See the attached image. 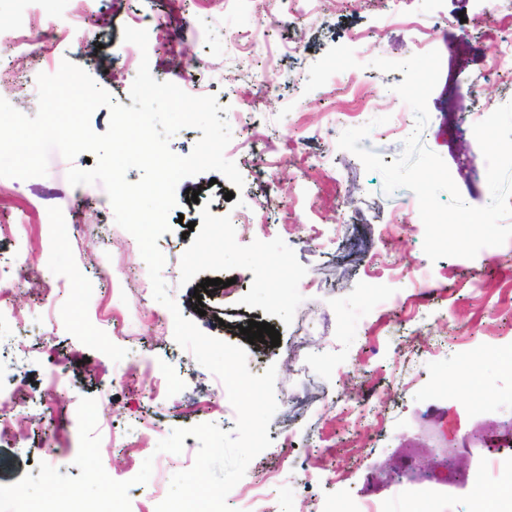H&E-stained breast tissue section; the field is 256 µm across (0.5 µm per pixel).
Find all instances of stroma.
Returning <instances> with one entry per match:
<instances>
[{
	"label": "stroma",
	"mask_w": 512,
	"mask_h": 512,
	"mask_svg": "<svg viewBox=\"0 0 512 512\" xmlns=\"http://www.w3.org/2000/svg\"><path fill=\"white\" fill-rule=\"evenodd\" d=\"M76 6L79 30L53 39L51 20ZM276 10L272 0L223 13L210 10L209 0H125L119 10L113 0H0V37L41 32L24 49V74H53L68 60L123 104L127 70L144 58L157 81L183 85L160 51L170 16L181 15L179 36L199 56L201 79L227 107V120L246 113L255 133L253 143L235 137L225 150L244 179L243 206L226 201L225 178H184L170 229L158 240L162 277L181 314L205 334L245 346L252 373L276 368L271 444L227 503L235 512H340L371 501L404 512L408 475L439 470L462 444L503 445L512 436V367L497 356L512 348V239L472 259L430 261L416 196L405 188L385 193L379 173L338 147L346 128L338 117L355 105L363 121L386 117L362 146L392 162L407 136L400 124L410 108L393 91L404 76L371 62L438 50L440 77L421 141L443 158L465 203L487 205L486 162L473 127L449 132L442 100L464 66L486 75L473 93L475 109L489 114L512 102V68H490L507 49L498 27L512 0H411L414 29L393 16L392 0H300L290 36L252 42L258 14ZM127 26L147 30V49L123 41ZM463 33L469 51L460 66ZM49 43L53 51L42 53ZM335 45L355 51L357 93L332 79L305 92L310 66ZM260 91L272 103L251 111ZM267 137L282 158L269 194L252 156ZM298 146L312 166L296 163ZM86 166L85 155L69 161L54 152L46 176L0 177V225L11 233L0 239V266L46 270L60 306L52 318L40 296L15 295L0 308V389L41 381L52 357L69 367L58 414L33 405L21 440L0 446V485L38 473L42 462L78 476L77 409L91 397L105 471L131 481L130 512H156L172 476L192 467L199 449L191 436L178 454L157 452L158 442L201 423L232 430L236 413L223 383L175 341L173 316L154 300L138 243L115 223L103 186L68 183L70 168ZM190 189L197 201H187ZM259 200L264 229L225 226L224 217L251 214ZM226 277L237 280V291L214 288L196 311L197 284ZM251 320L273 325L279 346L248 343L239 328ZM20 340L27 352L14 350ZM134 355L153 362L156 389L124 387ZM148 458L149 482L135 483ZM511 473L512 449L504 448L466 483L427 491L440 512H496L492 493ZM480 488L487 498L477 497Z\"/></svg>",
	"instance_id": "35a3bbf8"
}]
</instances>
